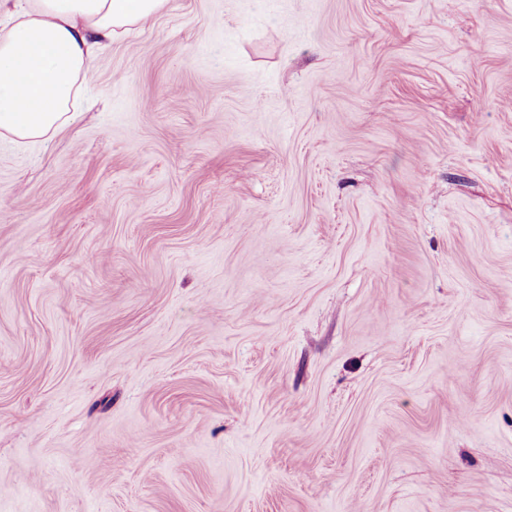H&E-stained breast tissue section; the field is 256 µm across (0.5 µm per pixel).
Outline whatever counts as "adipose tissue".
Masks as SVG:
<instances>
[{
	"instance_id": "ef3b65f1",
	"label": "adipose tissue",
	"mask_w": 512,
	"mask_h": 512,
	"mask_svg": "<svg viewBox=\"0 0 512 512\" xmlns=\"http://www.w3.org/2000/svg\"><path fill=\"white\" fill-rule=\"evenodd\" d=\"M168 0H0V136L48 141L76 115L98 47Z\"/></svg>"
}]
</instances>
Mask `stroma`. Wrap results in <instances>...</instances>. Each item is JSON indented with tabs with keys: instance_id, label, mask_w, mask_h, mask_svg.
Here are the masks:
<instances>
[{
	"instance_id": "1",
	"label": "stroma",
	"mask_w": 512,
	"mask_h": 512,
	"mask_svg": "<svg viewBox=\"0 0 512 512\" xmlns=\"http://www.w3.org/2000/svg\"><path fill=\"white\" fill-rule=\"evenodd\" d=\"M0 139V512H512V0H169Z\"/></svg>"
}]
</instances>
